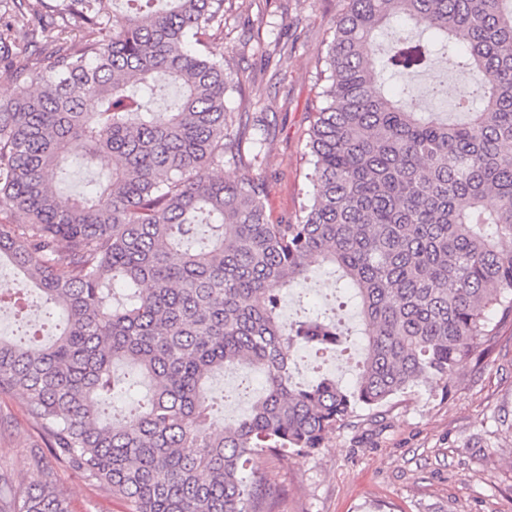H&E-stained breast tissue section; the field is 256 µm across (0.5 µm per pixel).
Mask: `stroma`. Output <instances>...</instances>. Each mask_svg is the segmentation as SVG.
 Listing matches in <instances>:
<instances>
[{
    "label": "stroma",
    "mask_w": 512,
    "mask_h": 512,
    "mask_svg": "<svg viewBox=\"0 0 512 512\" xmlns=\"http://www.w3.org/2000/svg\"><path fill=\"white\" fill-rule=\"evenodd\" d=\"M224 24L213 27L214 42L229 52L228 66L247 81L225 105L232 116L248 114L265 137L254 167L225 163L224 179L249 174L265 184L264 205L273 224L294 218L305 198V144L317 96L318 57L330 39L343 0H227ZM457 86L462 77L441 61L402 84L415 88L421 104L435 117L463 121L449 103L431 99L428 88L439 78ZM311 273L285 290V322L314 308L332 305L324 285L335 279L332 266L315 260ZM344 320L351 331L345 355L324 357L301 348L294 352L296 381L315 374L352 382L362 358L361 322L356 309ZM247 367L215 375L208 397L217 405L213 430L242 416L249 404L233 391ZM28 417L23 395L0 392V461L33 482L26 451L42 445ZM279 497L271 512H512V321L501 322L493 351L480 361L459 365L449 388L432 381L377 409L357 408L348 425L331 434L307 457L265 455L257 459ZM58 483L71 512H127V504L90 485L80 474L58 467Z\"/></svg>",
    "instance_id": "1"
}]
</instances>
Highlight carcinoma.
<instances>
[{
  "label": "carcinoma",
  "mask_w": 512,
  "mask_h": 512,
  "mask_svg": "<svg viewBox=\"0 0 512 512\" xmlns=\"http://www.w3.org/2000/svg\"><path fill=\"white\" fill-rule=\"evenodd\" d=\"M62 0L42 12L9 0L0 59L17 63L0 104V262L21 274L63 325L51 340L0 338V392H20L47 448H33L24 485L0 473V512H69L55 464L125 500L129 512H266L255 458L304 457L359 407L378 408L420 380L449 385L457 366L495 342L512 317V0H345L321 57L325 106L306 142L311 191L295 219L271 224L265 184L219 177L242 151L228 92L242 76L206 40L224 0ZM57 37L30 64L16 23ZM470 77L454 110L426 117L394 97L387 74L427 68L432 48ZM174 104L157 107L169 88ZM112 169L79 195L52 182L74 148ZM497 207H484L487 197ZM335 266L359 298L364 357L344 387L297 384L295 349L338 355L340 318L281 319L283 290L309 263ZM246 363L265 387L247 415L211 431L216 371ZM148 391L114 422L116 395Z\"/></svg>",
  "instance_id": "1"
}]
</instances>
